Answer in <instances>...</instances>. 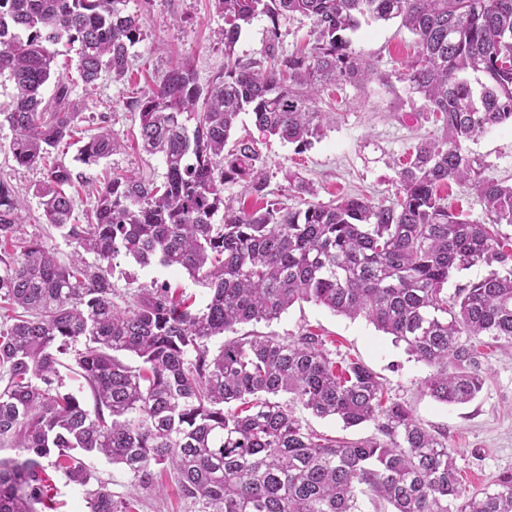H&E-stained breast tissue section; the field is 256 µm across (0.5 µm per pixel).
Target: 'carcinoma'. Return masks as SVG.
Returning a JSON list of instances; mask_svg holds the SVG:
<instances>
[{
    "label": "carcinoma",
    "instance_id": "1",
    "mask_svg": "<svg viewBox=\"0 0 512 512\" xmlns=\"http://www.w3.org/2000/svg\"><path fill=\"white\" fill-rule=\"evenodd\" d=\"M215 4L224 13V68L202 87L191 66L177 63L138 104L141 148L162 159L163 180L112 173L78 224L66 191L73 174L54 152L74 139L82 106L55 76L52 46L77 45L76 70L92 88L104 71L127 76L143 23L125 12V0H0V76L13 86L0 123L13 132L17 164L45 172L36 192L46 222L74 245L63 261L22 237L14 190L0 180V446L22 452L0 458V512H57L46 467L84 487L100 455L141 488L152 486L156 468L174 470L197 512H364L368 493L393 512H512V472L465 494L446 434L385 397L370 368L332 360L323 337L224 339L238 324L271 322L312 302L362 315L404 344L425 367L421 389L434 400L477 396L484 377L474 340L512 343V239L499 230L512 225V183L485 176L466 142L512 123V0ZM296 15L311 20L316 38L285 55L280 24ZM259 16L268 23L259 55H236L243 27ZM394 18L417 46L402 63L403 80L440 123V135L421 142L402 168L396 202L348 195L248 211L225 200L229 182L259 198L267 188L251 142L224 151L240 113H252L269 135L310 145L329 126L318 107L324 91L374 79L391 87L346 33L363 19ZM101 122L77 150L84 165L117 149L107 116ZM450 181L473 187L484 221L439 194ZM120 255L186 271L208 289L204 307L192 309L167 282L118 305L111 268ZM477 264L491 270L448 295L451 277ZM69 354L82 379L76 391L63 389L59 371ZM280 393L374 432L359 441L313 434L288 405L270 400ZM86 502L90 512H131L102 482Z\"/></svg>",
    "mask_w": 512,
    "mask_h": 512
}]
</instances>
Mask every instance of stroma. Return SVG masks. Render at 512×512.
Wrapping results in <instances>:
<instances>
[{
  "instance_id": "1",
  "label": "stroma",
  "mask_w": 512,
  "mask_h": 512,
  "mask_svg": "<svg viewBox=\"0 0 512 512\" xmlns=\"http://www.w3.org/2000/svg\"><path fill=\"white\" fill-rule=\"evenodd\" d=\"M128 13L139 15L145 29L143 41L131 48V70L123 80L102 74L92 93H85L76 70V55L60 46L56 67L71 83L72 95L84 100L81 128L96 132L107 125L119 143L117 151L96 166L77 163L76 147L60 146L58 155L71 166L75 182L76 217H83L95 203V190L115 171L161 179L159 157L137 149V102L160 83L172 63L189 62L199 84L205 85L224 66V44L218 33L224 15L214 0H127ZM353 51L373 57L381 72L389 74L392 89L371 81L364 89L345 85L330 90L319 103L335 113V124L306 148L263 135L252 115L241 114L235 137L255 142L268 175V198L300 207L305 194L291 190L286 176L298 173L318 190L317 199L331 203L346 195H362L373 204L388 206L400 189V172L409 154L422 139L433 136V117L421 109L420 99L400 81L401 64L416 51L413 35L398 21H368L350 33ZM12 131L0 126V179L10 183L19 200L26 237H34L60 259H68L73 246L49 224L36 193L42 171L19 166L9 144ZM469 154L481 159L487 176L512 182V126L500 125L468 142ZM168 282L184 295L204 304L207 290L188 274L158 265L140 267L126 257L113 262L112 286L117 297H126L153 282ZM313 331L327 340L332 359H359L377 372L387 395L406 403L425 425L443 430L454 451L465 493L489 485L501 473L512 471V344L482 348L480 361L486 377L482 391L469 403L444 405L424 395L419 381L425 374L403 347L378 331L365 318L350 319L314 303H301L272 323L239 325L238 334L258 333L280 337ZM100 479L109 482L114 495L127 499L133 512H195L179 492L173 471L158 475L149 489L131 485L128 476L104 459H96Z\"/></svg>"
}]
</instances>
